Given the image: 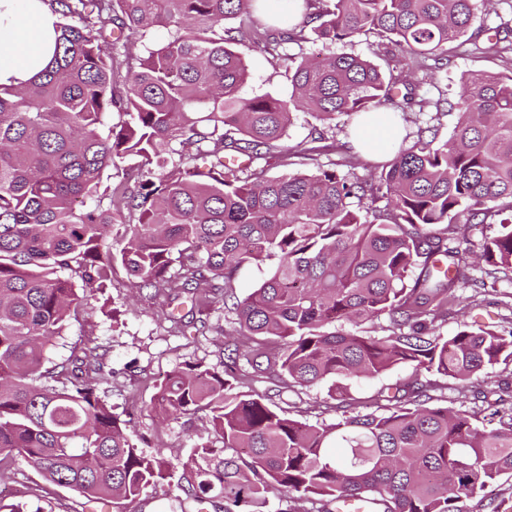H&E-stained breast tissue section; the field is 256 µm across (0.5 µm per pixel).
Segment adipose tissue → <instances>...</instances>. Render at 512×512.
I'll use <instances>...</instances> for the list:
<instances>
[{
    "mask_svg": "<svg viewBox=\"0 0 512 512\" xmlns=\"http://www.w3.org/2000/svg\"><path fill=\"white\" fill-rule=\"evenodd\" d=\"M57 21L48 0H0V85H24L47 64ZM399 139L382 110L370 112L352 134L353 145L369 157L389 154Z\"/></svg>",
    "mask_w": 512,
    "mask_h": 512,
    "instance_id": "1",
    "label": "adipose tissue"
}]
</instances>
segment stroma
I'll return each mask as SVG.
<instances>
[{
  "mask_svg": "<svg viewBox=\"0 0 512 512\" xmlns=\"http://www.w3.org/2000/svg\"><path fill=\"white\" fill-rule=\"evenodd\" d=\"M508 25L512 27V0H485L478 8L471 36L461 38L448 51V59L435 63L433 58L403 55L410 69L409 91L413 105L405 106L400 124L403 128L401 148L411 147L421 131L431 130L437 141H446L457 121V112L446 109H419L423 98L445 96L456 101L458 85L463 74L471 71L507 73L512 71V53L486 52L484 30ZM288 52L301 57H326L347 53L384 65L389 59L388 45L377 35L368 33L352 40L325 44L306 39L289 44ZM248 80L243 96L251 97L266 92L281 95L288 92V79L282 61L275 56L249 52L245 57ZM355 122L339 116L326 125H318L308 114L298 113L288 130L287 144L311 149V158H295L298 171H313L317 167H333L342 174L362 180L370 179L378 165L377 160L363 156L351 140ZM497 230L493 224H479L467 232L463 243V258L469 274L478 282L477 288H466V308L451 306L448 318L439 324L440 335L451 336L461 323L472 327L493 326L512 328V271L486 275L477 264L485 237ZM233 326L224 320V305L216 302L205 322L191 325L187 335L174 333L162 317L159 302L147 292L131 288L129 277L122 266H115L112 285L90 298L80 321L58 338L49 353L52 362L67 360L85 346L99 347L108 382L99 386V392L115 414H124L130 405H137L139 414L133 427V438L146 454L162 452L169 463V471L148 497L129 504L125 512H196L192 501L186 500L178 486L181 464L196 445L216 441L217 436L205 416L195 419H165L153 407L158 385L176 367L198 363L215 369L224 367V340L232 336ZM328 384L309 388L297 387L280 393L275 401L287 410L289 416L313 423L334 421L335 412L325 410ZM40 475L25 461H17L9 478L0 481V502L11 504L27 502L30 512H92V505L77 492L58 488L48 496H41L36 486Z\"/></svg>",
  "mask_w": 512,
  "mask_h": 512,
  "instance_id": "35a3bbf8",
  "label": "stroma"
}]
</instances>
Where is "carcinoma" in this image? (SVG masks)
Instances as JSON below:
<instances>
[{"label":"carcinoma","instance_id":"1","mask_svg":"<svg viewBox=\"0 0 512 512\" xmlns=\"http://www.w3.org/2000/svg\"><path fill=\"white\" fill-rule=\"evenodd\" d=\"M263 2L50 0L53 59L27 84L0 86V479L20 458L47 483L119 509L166 478L161 452L144 453L133 421L100 395L96 350L45 367L118 262L163 299L171 330L185 327L183 304L202 315L220 298L251 340L222 373L187 364L158 386L159 413H202L219 437L182 463L187 499L215 512H267L274 493L287 512H332L338 501L468 512L464 499L512 476L508 400L494 399L503 421L486 430L466 410L429 406L442 389L431 379L379 391L369 413L346 396L353 382L405 365L487 403L468 382L512 361V330L436 333L469 282V225H499L480 258L512 269V73L462 76L456 102H432L459 111L451 137L418 138L371 182L334 168L272 177L296 112L323 124L358 117L393 102L409 72L285 52L288 95L243 97L246 52L277 55L307 30L330 44L375 33L439 61L466 35L477 0H302L273 33L254 27ZM160 28L167 38L144 45ZM114 112L119 122L102 133ZM126 160L138 181L101 188ZM272 258L269 277L237 297L239 270ZM382 317L386 336L343 329ZM257 378L284 389L329 381L339 403L327 410L341 417L290 418L253 389Z\"/></svg>","mask_w":512,"mask_h":512}]
</instances>
